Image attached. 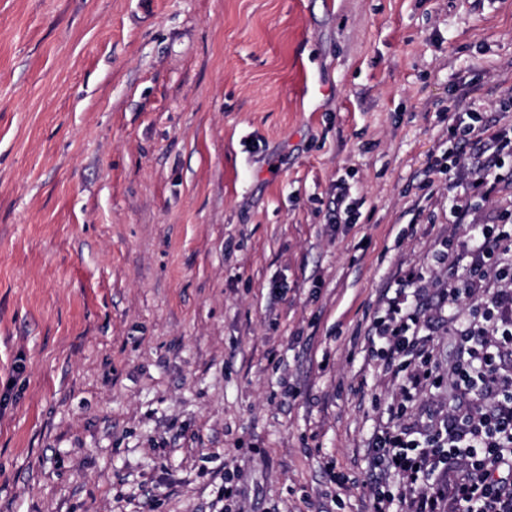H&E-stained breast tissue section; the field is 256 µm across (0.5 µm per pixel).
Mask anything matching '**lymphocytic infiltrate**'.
Returning <instances> with one entry per match:
<instances>
[{
	"instance_id": "lymphocytic-infiltrate-1",
	"label": "lymphocytic infiltrate",
	"mask_w": 512,
	"mask_h": 512,
	"mask_svg": "<svg viewBox=\"0 0 512 512\" xmlns=\"http://www.w3.org/2000/svg\"><path fill=\"white\" fill-rule=\"evenodd\" d=\"M468 249L473 278L449 284L446 301L479 296L474 322L455 338L457 359L448 374V411L425 439L414 428L379 431L373 460L371 512H512V247L497 226L477 228ZM496 288H484L486 272ZM417 274L398 279L384 316L374 319L369 344L384 362L425 348L428 338L406 291ZM453 470L449 486L433 487L436 470ZM401 475L406 491L394 494L382 474Z\"/></svg>"
}]
</instances>
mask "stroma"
<instances>
[{
    "mask_svg": "<svg viewBox=\"0 0 512 512\" xmlns=\"http://www.w3.org/2000/svg\"><path fill=\"white\" fill-rule=\"evenodd\" d=\"M511 89L512 0H0V512H369L368 333L420 274L447 380L512 157L444 113ZM479 143L483 144V149L487 151H492L491 154L494 156L491 161L487 165H483L481 167H477L475 169L476 182L479 185H484L488 187L489 191H492L495 188L497 174L495 173L497 168L499 167V160L503 154L511 153L512 154V137H508V135L497 133L487 138H481ZM494 175L493 181L489 179Z\"/></svg>",
    "mask_w": 512,
    "mask_h": 512,
    "instance_id": "1",
    "label": "stroma"
}]
</instances>
